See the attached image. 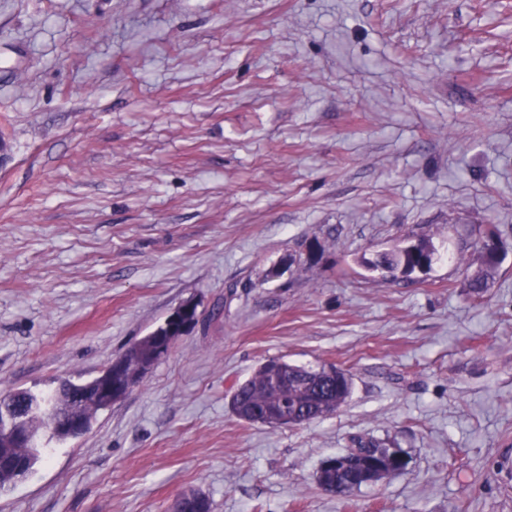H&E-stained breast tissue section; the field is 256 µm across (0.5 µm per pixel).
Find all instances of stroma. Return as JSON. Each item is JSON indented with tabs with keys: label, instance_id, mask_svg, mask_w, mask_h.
Returning <instances> with one entry per match:
<instances>
[{
	"label": "stroma",
	"instance_id": "35a3bbf8",
	"mask_svg": "<svg viewBox=\"0 0 512 512\" xmlns=\"http://www.w3.org/2000/svg\"><path fill=\"white\" fill-rule=\"evenodd\" d=\"M406 238L430 271L360 266ZM187 300L205 322L0 512H512V0H0V393ZM272 357L351 398L239 420ZM356 437L410 465L339 498L316 472ZM489 237L494 240L496 244V250L498 253V243L500 241V232L498 228V224H485L484 228L480 231L478 235H476L474 239V245L478 248L479 252L482 254L483 263L487 269L495 268V265L498 263V255L494 256L493 254L487 252L484 248V240Z\"/></svg>",
	"mask_w": 512,
	"mask_h": 512
}]
</instances>
